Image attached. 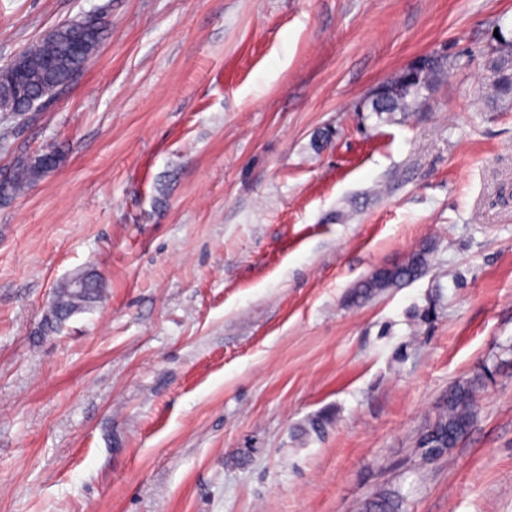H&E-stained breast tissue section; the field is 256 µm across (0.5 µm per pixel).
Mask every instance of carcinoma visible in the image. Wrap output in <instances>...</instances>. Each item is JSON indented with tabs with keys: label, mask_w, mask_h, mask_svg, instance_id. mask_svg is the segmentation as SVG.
Wrapping results in <instances>:
<instances>
[{
	"label": "carcinoma",
	"mask_w": 512,
	"mask_h": 512,
	"mask_svg": "<svg viewBox=\"0 0 512 512\" xmlns=\"http://www.w3.org/2000/svg\"><path fill=\"white\" fill-rule=\"evenodd\" d=\"M109 34V25L104 20L91 27L83 26L81 20H73L68 22L66 37L45 36L29 45L6 64L10 76H5L0 67V112L24 116L37 102L67 90ZM493 57V70L485 76V101L492 108L512 100V42L502 39L494 48ZM431 64L430 71L419 86L404 85L395 77L390 79V94L375 111L378 120L389 121L398 113L406 115L419 111L421 102L430 98L443 76L449 69L459 66L460 61L440 57L432 60ZM42 178L40 159L37 156L17 160L9 176L0 180V200L12 199ZM429 266L430 251H415L404 258L401 264L360 281L353 291V302L363 303L378 292L396 288L422 275ZM84 280L83 288H73L66 281L55 288L54 300L45 319L47 328L57 327L100 298V280L90 273L84 276ZM480 387L478 378L460 383L448 393L447 403L441 406L434 426L448 436V447H454L468 432Z\"/></svg>",
	"instance_id": "1"
}]
</instances>
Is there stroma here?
Segmentation results:
<instances>
[{
  "label": "stroma",
  "mask_w": 512,
  "mask_h": 512,
  "mask_svg": "<svg viewBox=\"0 0 512 512\" xmlns=\"http://www.w3.org/2000/svg\"><path fill=\"white\" fill-rule=\"evenodd\" d=\"M91 14L70 88L0 116V174L64 151L0 202V512H512V102L482 96L512 0H0V65ZM432 52L461 65L423 110L360 111ZM430 266V251L420 249L404 258L401 264L391 269L372 274L360 281L354 288L352 298L354 303H363L372 295L385 290L396 288L409 280L421 276ZM85 288H73L66 281H62L54 291V300L49 307L45 324L48 329L56 328L59 324L75 313L81 312L91 306L100 298L102 284L100 280L90 273L84 274ZM51 300V301H52ZM480 387L479 378L460 383L449 392L447 403L441 406L432 426L448 436V448H453L468 432L474 418ZM418 448L425 460H434L448 453L445 443L431 431L422 435Z\"/></svg>",
  "instance_id": "obj_1"
}]
</instances>
